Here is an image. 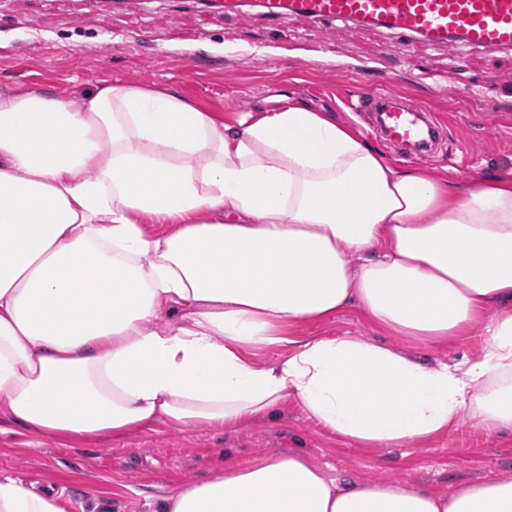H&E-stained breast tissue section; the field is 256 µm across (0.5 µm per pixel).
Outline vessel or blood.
<instances>
[{
  "label": "vessel or blood",
  "mask_w": 512,
  "mask_h": 512,
  "mask_svg": "<svg viewBox=\"0 0 512 512\" xmlns=\"http://www.w3.org/2000/svg\"><path fill=\"white\" fill-rule=\"evenodd\" d=\"M213 5L241 18L255 10L272 22L302 17L380 28L410 46L426 42L512 52V0H214ZM350 102L355 111L375 113L383 138L406 154L432 153L440 127L426 107L410 106L380 87L358 89Z\"/></svg>",
  "instance_id": "b4317fda"
}]
</instances>
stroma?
<instances>
[{"instance_id": "stroma-1", "label": "stroma", "mask_w": 512, "mask_h": 512, "mask_svg": "<svg viewBox=\"0 0 512 512\" xmlns=\"http://www.w3.org/2000/svg\"><path fill=\"white\" fill-rule=\"evenodd\" d=\"M394 62L378 70L380 54ZM176 92L233 122L242 112H276L299 103L354 126L401 169L429 167L465 184L512 170V56L498 52L406 46L392 35L302 18L276 24L242 20L195 0H0V92L90 91L101 79ZM385 85L423 104L442 123L432 154L403 160L376 133L369 112L347 102L362 87ZM290 338L356 336L395 345L423 359L452 361L477 353L482 327L427 344L375 329L359 306L290 331ZM299 452L340 480L428 483L512 478V433L461 424L421 445L361 448L309 419L295 404L253 427L182 433L160 423L107 444L39 438L0 415V477L51 488L71 512H158L181 484L273 453Z\"/></svg>"}]
</instances>
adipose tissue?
Returning <instances> with one entry per match:
<instances>
[{"label":"adipose tissue","instance_id":"ef3b65f1","mask_svg":"<svg viewBox=\"0 0 512 512\" xmlns=\"http://www.w3.org/2000/svg\"><path fill=\"white\" fill-rule=\"evenodd\" d=\"M353 302L425 343L482 326L483 346L427 363L353 336L290 342ZM290 402L365 448L466 421L512 433V172L461 186L400 170L295 103L227 123L136 84L0 93V414L106 440L248 425ZM160 510L512 512V478L441 493L277 455L184 484ZM0 512L70 505L7 476Z\"/></svg>","mask_w":512,"mask_h":512}]
</instances>
